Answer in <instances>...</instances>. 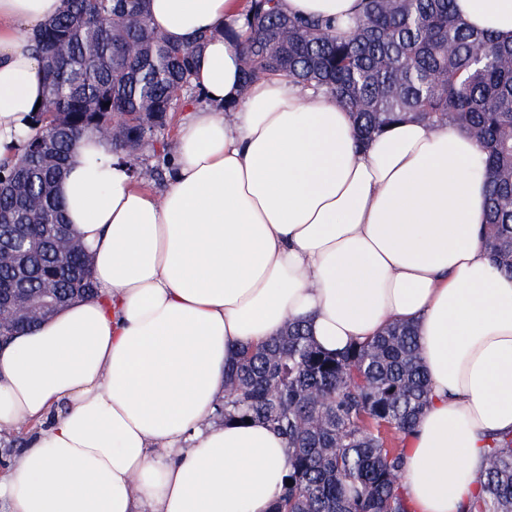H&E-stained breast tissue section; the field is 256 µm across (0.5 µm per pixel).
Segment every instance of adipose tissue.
<instances>
[{
	"mask_svg": "<svg viewBox=\"0 0 512 512\" xmlns=\"http://www.w3.org/2000/svg\"><path fill=\"white\" fill-rule=\"evenodd\" d=\"M246 0H149L167 40L206 42V100L154 192L83 136L58 187L97 293L0 346V422L38 431L0 475L9 512H269L287 443L211 423L225 372L292 321L330 353L413 323L430 403L404 447L410 512H463L512 431V277L480 239L475 140L405 121L359 147L333 95L250 84L225 39ZM512 41V0H455ZM63 0H0V163L23 150L42 63L30 33ZM237 110L225 113V101Z\"/></svg>",
	"mask_w": 512,
	"mask_h": 512,
	"instance_id": "adipose-tissue-1",
	"label": "adipose tissue"
}]
</instances>
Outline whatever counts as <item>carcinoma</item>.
Wrapping results in <instances>:
<instances>
[{"mask_svg": "<svg viewBox=\"0 0 512 512\" xmlns=\"http://www.w3.org/2000/svg\"><path fill=\"white\" fill-rule=\"evenodd\" d=\"M148 0H64L32 41L46 94L23 154L0 176V222L22 223L45 244L27 262L26 283L49 285L65 306L90 297L86 250L71 236L58 183L86 134H112V153L140 179L143 145L164 135L183 93L193 89L205 37L173 44L148 17ZM454 0H361L358 14L333 21L288 14L282 0H247L242 30L246 83L281 76L326 90L352 112L358 145L400 121L450 125L484 153L488 202L481 242L512 275V42L472 27ZM215 412L262 420L288 445L286 479L270 512H409L399 491L404 451L390 437L411 431L429 404L430 384L415 328L390 323L372 341L336 355L318 348L304 325L243 352L227 372ZM0 444L24 447L0 424ZM476 500L467 512H512V432L493 439Z\"/></svg>", "mask_w": 512, "mask_h": 512, "instance_id": "carcinoma-1", "label": "carcinoma"}]
</instances>
